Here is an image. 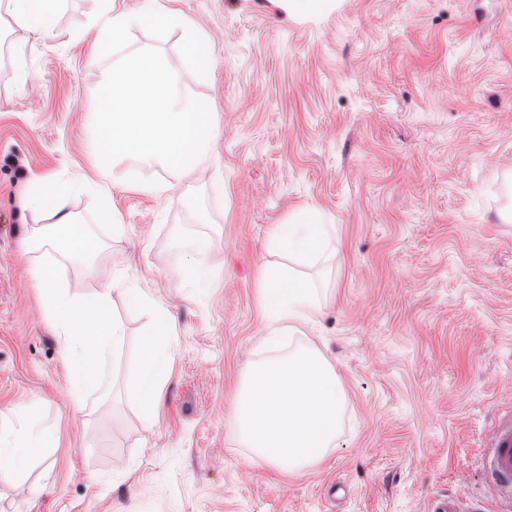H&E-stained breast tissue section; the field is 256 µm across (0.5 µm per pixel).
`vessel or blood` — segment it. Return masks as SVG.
<instances>
[{
  "label": "vessel or blood",
  "instance_id": "obj_1",
  "mask_svg": "<svg viewBox=\"0 0 512 512\" xmlns=\"http://www.w3.org/2000/svg\"><path fill=\"white\" fill-rule=\"evenodd\" d=\"M491 495L500 504L499 512H512V416L493 428L482 461ZM429 512H484L481 503L448 496L434 500Z\"/></svg>",
  "mask_w": 512,
  "mask_h": 512
}]
</instances>
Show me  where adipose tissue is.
I'll return each instance as SVG.
<instances>
[{
	"label": "adipose tissue",
	"instance_id": "adipose-tissue-1",
	"mask_svg": "<svg viewBox=\"0 0 512 512\" xmlns=\"http://www.w3.org/2000/svg\"><path fill=\"white\" fill-rule=\"evenodd\" d=\"M58 0H7L6 14L20 28L49 32ZM271 251L306 262L328 251H337L339 243L333 225L323 215L302 211L276 225L269 239ZM47 430L22 424L12 432L0 431V477L21 472L37 448L43 446Z\"/></svg>",
	"mask_w": 512,
	"mask_h": 512
}]
</instances>
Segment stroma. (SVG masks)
<instances>
[{"label":"stroma","instance_id":"obj_1","mask_svg":"<svg viewBox=\"0 0 512 512\" xmlns=\"http://www.w3.org/2000/svg\"><path fill=\"white\" fill-rule=\"evenodd\" d=\"M216 63L181 94L208 102L212 151L199 175L140 190L132 160L99 232L97 264L175 318L156 415L133 402L148 313L112 295L126 330L111 399L74 415L63 342L23 252L32 179L97 180L95 95L115 56L89 64L91 0H60L50 34L0 28V409L53 437L0 512H426L484 494L489 434L512 408V0H176ZM313 208L336 256L303 267L336 290L294 344L323 351L346 394L337 445L301 473L248 460L234 409L264 359L258 303L274 225ZM207 243L199 253L188 243ZM215 286H179L194 260Z\"/></svg>","mask_w":512,"mask_h":512}]
</instances>
